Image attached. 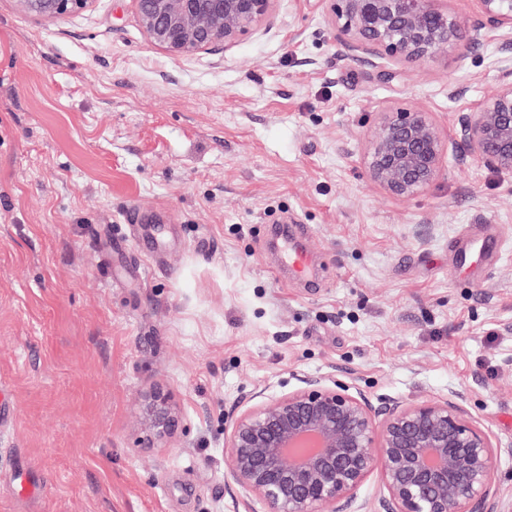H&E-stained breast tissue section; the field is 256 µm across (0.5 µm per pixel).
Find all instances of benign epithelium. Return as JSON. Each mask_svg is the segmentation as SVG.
Returning a JSON list of instances; mask_svg holds the SVG:
<instances>
[{
  "mask_svg": "<svg viewBox=\"0 0 512 512\" xmlns=\"http://www.w3.org/2000/svg\"><path fill=\"white\" fill-rule=\"evenodd\" d=\"M40 19L84 9L92 0H17ZM148 40L173 57L222 43L230 47L265 28L276 0H133ZM346 50L423 61L457 46L466 32L434 0H327ZM486 23L501 31L512 54V0H476ZM459 161L479 158L494 171H512V65L475 112L459 116ZM445 143L421 105L382 112L368 155L370 181L396 199L410 198L436 179ZM302 387L275 398L257 392L237 415L224 453L230 478L270 512H370L358 501L379 471L384 489L377 512H492L498 489L491 435L463 408L462 397L407 405L388 399L375 410L360 391L330 375L305 376ZM151 442L170 434L177 415L168 397L144 399Z\"/></svg>",
  "mask_w": 512,
  "mask_h": 512,
  "instance_id": "7a95c632",
  "label": "benign epithelium"
}]
</instances>
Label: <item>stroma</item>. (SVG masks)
Returning <instances> with one entry per match:
<instances>
[{"label": "stroma", "instance_id": "35a3bbf8", "mask_svg": "<svg viewBox=\"0 0 512 512\" xmlns=\"http://www.w3.org/2000/svg\"><path fill=\"white\" fill-rule=\"evenodd\" d=\"M446 6L476 40L375 67L324 0H277L266 29L180 58L133 0L52 20L0 0V512H269L230 479L224 431L253 393L327 374L376 405L461 393L512 512V173L453 146L499 85L500 32L475 0ZM412 104L448 149L400 201L367 149ZM485 221L495 265L453 275ZM283 222L307 226L320 287L281 273ZM156 387L178 422L143 448ZM23 474L41 494L18 495Z\"/></svg>", "mask_w": 512, "mask_h": 512}]
</instances>
